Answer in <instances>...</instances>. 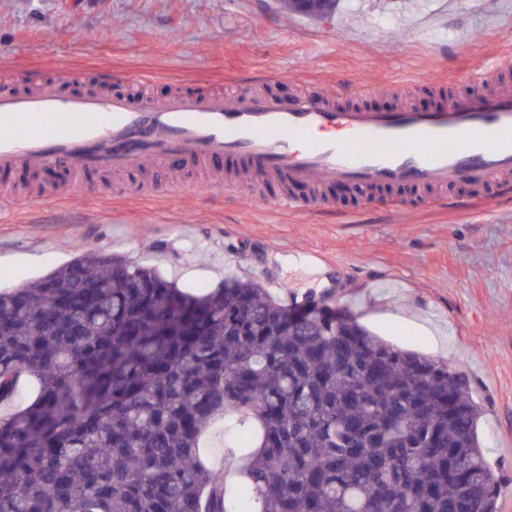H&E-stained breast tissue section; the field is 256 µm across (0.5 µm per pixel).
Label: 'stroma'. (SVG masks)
Returning <instances> with one entry per match:
<instances>
[{
    "mask_svg": "<svg viewBox=\"0 0 512 512\" xmlns=\"http://www.w3.org/2000/svg\"><path fill=\"white\" fill-rule=\"evenodd\" d=\"M512 0H341L334 18L287 14L277 0H0V92L38 82L162 99L256 89L291 100L332 87L340 108L430 110L512 86ZM502 66L485 83L456 73ZM371 87L368 94L357 84ZM179 166L127 182L64 172H0V289L98 251L154 265L179 288L210 291L252 277L288 305L346 308L385 340L468 371L486 412L479 437L512 481V185L449 191L430 207L413 187L326 185L303 212L272 211L247 192L143 194ZM58 190L41 199L42 187Z\"/></svg>",
    "mask_w": 512,
    "mask_h": 512,
    "instance_id": "35a3bbf8",
    "label": "stroma"
}]
</instances>
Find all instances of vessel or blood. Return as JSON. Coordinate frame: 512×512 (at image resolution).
<instances>
[{
  "mask_svg": "<svg viewBox=\"0 0 512 512\" xmlns=\"http://www.w3.org/2000/svg\"><path fill=\"white\" fill-rule=\"evenodd\" d=\"M327 91L271 95L0 94V171L61 167L81 179L152 162L222 158L276 184L273 207L301 211L291 185L482 188L512 175V93L431 112L337 109Z\"/></svg>",
  "mask_w": 512,
  "mask_h": 512,
  "instance_id": "obj_1",
  "label": "vessel or blood"
}]
</instances>
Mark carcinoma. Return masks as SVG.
<instances>
[{
  "instance_id": "carcinoma-1",
  "label": "carcinoma",
  "mask_w": 512,
  "mask_h": 512,
  "mask_svg": "<svg viewBox=\"0 0 512 512\" xmlns=\"http://www.w3.org/2000/svg\"><path fill=\"white\" fill-rule=\"evenodd\" d=\"M312 20L340 0H279ZM0 512H498L465 369L253 279L78 257L0 291ZM224 472L202 457L218 424Z\"/></svg>"
}]
</instances>
